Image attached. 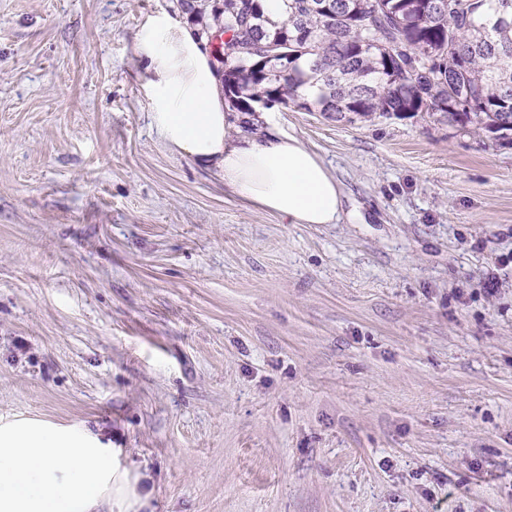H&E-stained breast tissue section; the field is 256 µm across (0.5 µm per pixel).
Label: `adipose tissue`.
Instances as JSON below:
<instances>
[{"label":"adipose tissue","mask_w":512,"mask_h":512,"mask_svg":"<svg viewBox=\"0 0 512 512\" xmlns=\"http://www.w3.org/2000/svg\"><path fill=\"white\" fill-rule=\"evenodd\" d=\"M136 51L152 123L170 150L217 169L227 190L288 223H338L335 175L274 121L243 134L249 115L228 111L217 63L188 22L150 15ZM121 455L86 432L0 418V512H148L140 477Z\"/></svg>","instance_id":"adipose-tissue-1"}]
</instances>
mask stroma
I'll list each match as a JSON object with an SVG mask.
<instances>
[{
    "label": "stroma",
    "instance_id": "stroma-1",
    "mask_svg": "<svg viewBox=\"0 0 512 512\" xmlns=\"http://www.w3.org/2000/svg\"><path fill=\"white\" fill-rule=\"evenodd\" d=\"M161 9L0 0V416L124 449L152 512H512V147L275 108L343 192L287 223L152 128Z\"/></svg>",
    "mask_w": 512,
    "mask_h": 512
}]
</instances>
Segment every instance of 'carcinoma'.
<instances>
[{"mask_svg": "<svg viewBox=\"0 0 512 512\" xmlns=\"http://www.w3.org/2000/svg\"><path fill=\"white\" fill-rule=\"evenodd\" d=\"M273 23L264 0H179L210 33L237 112L263 101L339 121L429 112L450 127L512 146V0H286ZM458 98L468 109H448Z\"/></svg>", "mask_w": 512, "mask_h": 512, "instance_id": "carcinoma-1", "label": "carcinoma"}]
</instances>
